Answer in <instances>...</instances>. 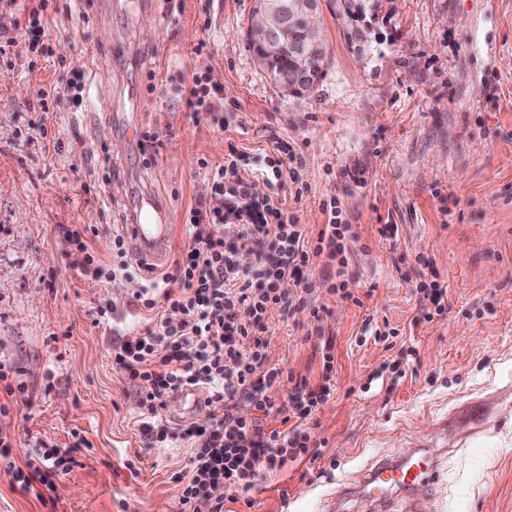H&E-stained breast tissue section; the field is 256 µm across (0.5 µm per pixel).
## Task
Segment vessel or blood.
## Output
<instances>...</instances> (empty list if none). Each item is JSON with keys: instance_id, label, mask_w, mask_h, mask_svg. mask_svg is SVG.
Returning a JSON list of instances; mask_svg holds the SVG:
<instances>
[{"instance_id": "vessel-or-blood-1", "label": "vessel or blood", "mask_w": 512, "mask_h": 512, "mask_svg": "<svg viewBox=\"0 0 512 512\" xmlns=\"http://www.w3.org/2000/svg\"><path fill=\"white\" fill-rule=\"evenodd\" d=\"M130 230L134 247L146 264L152 266L164 259L169 236L166 214L154 207L139 209ZM439 480L435 457L423 452L406 462L391 459L381 461L364 475L358 488L372 502L385 505L389 503L392 492H406L420 483L433 487Z\"/></svg>"}]
</instances>
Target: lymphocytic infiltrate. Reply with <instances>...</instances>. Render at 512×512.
Returning a JSON list of instances; mask_svg holds the SVG:
<instances>
[{
	"mask_svg": "<svg viewBox=\"0 0 512 512\" xmlns=\"http://www.w3.org/2000/svg\"><path fill=\"white\" fill-rule=\"evenodd\" d=\"M273 152L268 170L274 179L289 178L295 185L294 201H301V149L278 142ZM241 161L234 146L221 164L200 161L206 190L190 210L188 237L163 278V297L136 296L157 316L139 336L113 347L120 371L151 384L140 396L143 430L151 443L168 442L173 433L160 416L171 394L203 385L211 403L221 408L220 414L183 430L190 457L186 471L176 478L180 512H194L201 499L212 501L214 512H223L226 490L248 494L261 470L301 459L311 448L305 421L330 390L334 357L330 351L322 353V385L299 378L287 403L275 405L267 391L281 372L266 365L264 318L277 306L291 315L307 312L313 325H321L324 309L314 301L317 261L335 262L338 279L349 278L351 246L359 240L337 199L324 201L326 222L309 231L297 223L280 194L260 198L253 193ZM216 224L235 227V239L229 242L213 232ZM244 253L249 256L245 262L240 259ZM287 281L292 284L288 290L283 287ZM240 399L248 403L250 415L234 411L232 404ZM277 414L286 416L290 427L261 426V416ZM75 463L70 452L47 447L36 451L16 480L21 490L41 501L54 489V476Z\"/></svg>",
	"mask_w": 512,
	"mask_h": 512,
	"instance_id": "obj_1",
	"label": "lymphocytic infiltrate"
}]
</instances>
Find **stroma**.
<instances>
[{
	"label": "stroma",
	"instance_id": "35a3bbf8",
	"mask_svg": "<svg viewBox=\"0 0 512 512\" xmlns=\"http://www.w3.org/2000/svg\"><path fill=\"white\" fill-rule=\"evenodd\" d=\"M49 0V54L16 38L0 53V359L27 401L0 414L12 437L0 459V512H179L186 441L152 448L139 396L148 385L116 368L114 343L143 328L136 294L159 280L127 253L110 284L76 266L66 231L112 266V238L138 205L171 217L170 258L203 191L200 160L230 146L256 158L282 140L302 149L308 191L290 212L309 230L337 197L360 243L353 301L316 287L332 391L306 426L303 460L267 472L224 512H403L340 485L384 458L437 455L430 512H512V0H380L363 11L374 55L358 57L335 0H320L325 73L300 96L281 94L245 37L253 0ZM206 53L194 55L199 38ZM495 45L497 57L480 56ZM214 74L224 102L191 119L181 89ZM83 75L79 104L39 111L38 89ZM140 142H133V135ZM397 227L380 235L382 225ZM431 262L421 269L418 258ZM448 289L445 313L420 319V290ZM114 302L110 320L97 308ZM270 365L320 381L309 319L268 310ZM84 444L56 476L55 508L21 491L36 441Z\"/></svg>",
	"mask_w": 512,
	"mask_h": 512
}]
</instances>
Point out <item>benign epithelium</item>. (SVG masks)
<instances>
[{
    "instance_id": "benign-epithelium-1",
    "label": "benign epithelium",
    "mask_w": 512,
    "mask_h": 512,
    "mask_svg": "<svg viewBox=\"0 0 512 512\" xmlns=\"http://www.w3.org/2000/svg\"><path fill=\"white\" fill-rule=\"evenodd\" d=\"M317 22V10H303L295 3L287 7L284 0H270L248 19L247 42L267 50L263 57L266 67L275 66V49L282 39L288 37V29L294 24L300 29L298 52L303 55V60L296 68L282 71L277 76V87L284 95H301L315 85V71L310 60L321 45Z\"/></svg>"
}]
</instances>
